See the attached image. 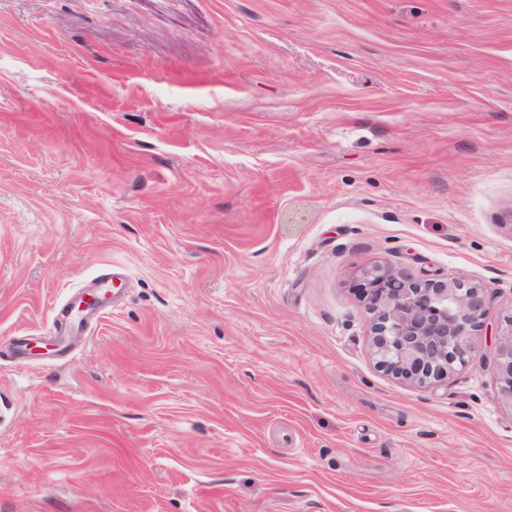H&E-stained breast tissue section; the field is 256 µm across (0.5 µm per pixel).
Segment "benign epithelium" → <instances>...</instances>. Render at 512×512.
<instances>
[{"label":"benign epithelium","mask_w":512,"mask_h":512,"mask_svg":"<svg viewBox=\"0 0 512 512\" xmlns=\"http://www.w3.org/2000/svg\"><path fill=\"white\" fill-rule=\"evenodd\" d=\"M361 280L379 368L425 384L444 380L466 364L486 310L481 286L419 279L390 264L365 268ZM497 371L501 401L512 409V330L500 339Z\"/></svg>","instance_id":"benign-epithelium-1"}]
</instances>
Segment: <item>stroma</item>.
<instances>
[{
  "instance_id": "obj_1",
  "label": "stroma",
  "mask_w": 512,
  "mask_h": 512,
  "mask_svg": "<svg viewBox=\"0 0 512 512\" xmlns=\"http://www.w3.org/2000/svg\"><path fill=\"white\" fill-rule=\"evenodd\" d=\"M379 263L483 286L448 379ZM511 327L512 0H0V512H512ZM361 280L379 368L425 384L444 380L466 364L486 310L481 286L419 279L390 264L366 267ZM496 365L501 383V401L512 409V327L506 335L501 336Z\"/></svg>"
}]
</instances>
